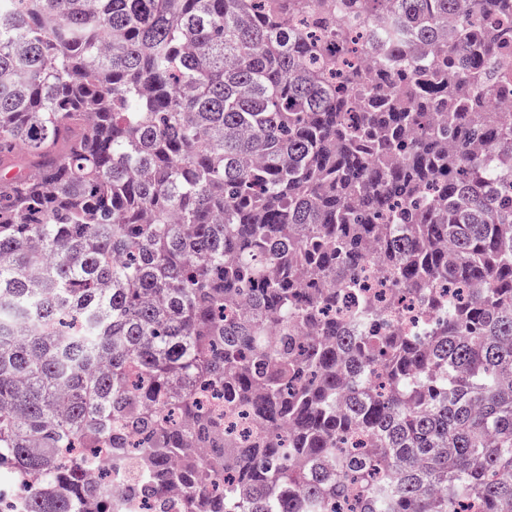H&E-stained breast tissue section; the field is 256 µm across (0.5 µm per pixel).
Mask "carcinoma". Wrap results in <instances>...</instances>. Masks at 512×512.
<instances>
[{"mask_svg": "<svg viewBox=\"0 0 512 512\" xmlns=\"http://www.w3.org/2000/svg\"><path fill=\"white\" fill-rule=\"evenodd\" d=\"M361 3L0 0L22 512H512V0ZM337 27L348 40L355 38L367 28L364 15L359 9L358 3H350L345 0H336Z\"/></svg>", "mask_w": 512, "mask_h": 512, "instance_id": "cac0c4a2", "label": "carcinoma"}]
</instances>
